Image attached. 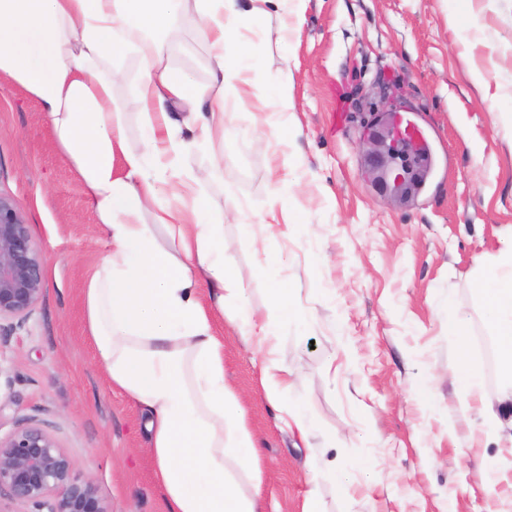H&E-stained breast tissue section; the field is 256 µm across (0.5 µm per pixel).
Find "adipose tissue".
<instances>
[{
	"label": "adipose tissue",
	"instance_id": "obj_1",
	"mask_svg": "<svg viewBox=\"0 0 512 512\" xmlns=\"http://www.w3.org/2000/svg\"><path fill=\"white\" fill-rule=\"evenodd\" d=\"M195 2L209 89L165 61L162 34L183 0H0V78L38 102L110 245L83 290L85 334L112 389L146 413L167 512H266L259 451L224 381L219 321L233 306L234 329L275 397L296 383L277 366L283 338L309 315L277 292L267 316L253 311L243 282L224 265V217L202 190L221 169L187 167L178 134L191 129L204 145L223 139L224 89L249 81L246 66L229 65L226 48L242 17L265 18L268 0ZM130 52L142 65L137 150L126 145V114L112 96V63ZM173 105L186 106L182 121L172 118ZM175 198L187 207H173ZM146 211L152 223L142 222ZM475 288L494 330L501 392L486 419L497 426L512 414V231L480 262Z\"/></svg>",
	"mask_w": 512,
	"mask_h": 512
}]
</instances>
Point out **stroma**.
<instances>
[{"label": "stroma", "mask_w": 512, "mask_h": 512, "mask_svg": "<svg viewBox=\"0 0 512 512\" xmlns=\"http://www.w3.org/2000/svg\"><path fill=\"white\" fill-rule=\"evenodd\" d=\"M191 0L177 13L168 62L210 80ZM229 63L252 65L244 92L224 90L223 142L193 146L197 171L224 215V264L267 313L268 277L310 313L289 328L280 364L298 380L316 447L337 463H367L321 488V512H487L476 467L481 419L449 380L458 356L448 314L464 319L470 361L499 380L476 261L512 228V0H274L262 25L239 22ZM481 80H474V73ZM288 90L278 131L267 105ZM388 107L431 140L433 178L405 202L368 178L363 123ZM287 182L283 207L300 224L263 245L243 237L255 204ZM0 195L17 205L44 254L45 291L24 320L0 321V433L37 425L91 477L112 512H165L142 430V408L112 390L84 339L82 290L109 247L83 184L22 89H0ZM254 354L224 329V380L260 450L275 512H301L305 453L259 383Z\"/></svg>", "instance_id": "35a3bbf8"}]
</instances>
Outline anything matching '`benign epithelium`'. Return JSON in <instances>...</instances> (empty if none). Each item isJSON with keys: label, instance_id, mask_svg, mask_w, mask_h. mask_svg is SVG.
<instances>
[{"label": "benign epithelium", "instance_id": "1", "mask_svg": "<svg viewBox=\"0 0 512 512\" xmlns=\"http://www.w3.org/2000/svg\"><path fill=\"white\" fill-rule=\"evenodd\" d=\"M370 171L400 200L419 185L427 155L390 110L363 138ZM44 292L42 249L14 201L0 195V319L27 317ZM32 512H112L97 484L81 478L57 439L38 426L0 436V491Z\"/></svg>", "mask_w": 512, "mask_h": 512}]
</instances>
